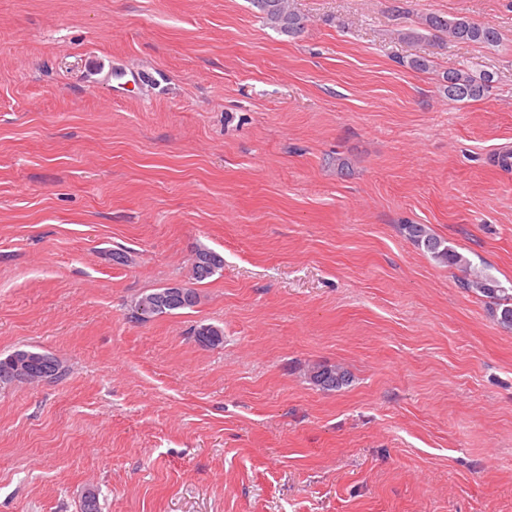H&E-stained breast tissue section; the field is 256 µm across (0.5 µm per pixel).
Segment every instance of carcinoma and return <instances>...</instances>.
I'll return each instance as SVG.
<instances>
[{
  "instance_id": "cac0c4a2",
  "label": "carcinoma",
  "mask_w": 512,
  "mask_h": 512,
  "mask_svg": "<svg viewBox=\"0 0 512 512\" xmlns=\"http://www.w3.org/2000/svg\"><path fill=\"white\" fill-rule=\"evenodd\" d=\"M267 24L279 32L294 36L304 29V18L291 6L290 0H251ZM425 26L430 31L444 34L448 39L461 42H472L485 45H494L499 42V33L496 28L477 23L466 17L453 19L433 15L425 18ZM446 91L448 99L453 101L477 100L483 96L485 84L473 76L460 70L450 71L446 74ZM406 238L415 246L425 249L440 264L456 267L463 270L466 277L463 286L468 290L479 293L490 299H497L504 289L497 280L488 274L472 267V263L464 254L451 250L443 245L425 224H406L403 227ZM161 288L155 292L140 296L134 303L132 318L140 323L147 322V312H139L140 306L149 304L151 299L163 294ZM189 297L185 302L167 306L157 314L164 316L195 307L200 296L196 289H187ZM198 344L202 347L214 349L224 344V329L213 325H199L194 330ZM30 349H17L8 356L0 358V369L5 366L18 367L22 380L28 382L41 381V368L30 363ZM312 382L323 390H334L348 382L347 372L340 367H319L311 374Z\"/></svg>"
}]
</instances>
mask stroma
<instances>
[{
    "label": "stroma",
    "instance_id": "1",
    "mask_svg": "<svg viewBox=\"0 0 512 512\" xmlns=\"http://www.w3.org/2000/svg\"><path fill=\"white\" fill-rule=\"evenodd\" d=\"M291 4L295 38L249 0H0V357L66 369L0 389V512H512V329L403 230L512 297V0ZM199 247V304L132 319ZM425 26L429 31L448 35V39L454 41L494 45L500 40L496 28L466 17L449 19L433 15L425 18ZM446 91L453 101L477 100L483 96L485 84L462 70L449 71L446 74ZM403 230L406 238L412 244L425 249L439 264L463 270L466 274L463 281L464 288L490 299H498L500 293L504 292L497 280L472 267V263L467 256L444 246L443 242L431 232L427 225L407 224L404 225ZM209 255H219L218 253L208 249V248H197L194 252L195 258H193L191 269H190V278L192 280H195L196 282L204 281L211 276H204L203 273H201V268L198 266L197 262L203 258V260L200 262V265L204 271L208 272H214L220 267V261L221 263L223 260L219 261V257H212ZM198 344L202 347L214 349L224 344V330L213 324L199 325L194 330ZM346 377L347 372H345L341 367L330 366L315 369L312 372L310 379L321 389L334 390L348 382Z\"/></svg>",
    "mask_w": 512,
    "mask_h": 512
}]
</instances>
